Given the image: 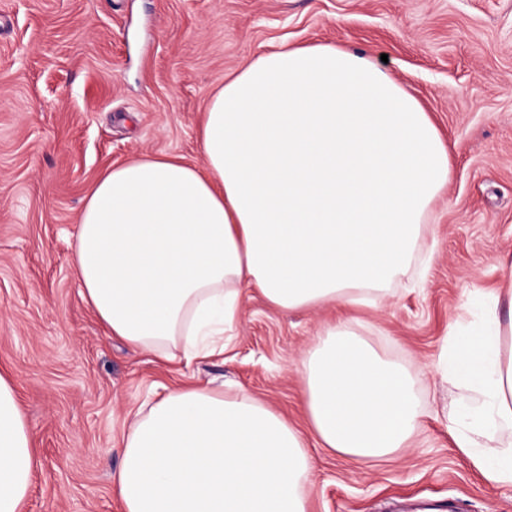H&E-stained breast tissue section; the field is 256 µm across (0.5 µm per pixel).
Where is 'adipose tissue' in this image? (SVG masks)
Wrapping results in <instances>:
<instances>
[{
  "label": "adipose tissue",
  "mask_w": 512,
  "mask_h": 512,
  "mask_svg": "<svg viewBox=\"0 0 512 512\" xmlns=\"http://www.w3.org/2000/svg\"><path fill=\"white\" fill-rule=\"evenodd\" d=\"M203 165L148 155L96 181L74 236L83 300L130 347L213 354L244 288L271 305L371 306L406 276L448 184V147L402 85L329 44L280 45L211 96ZM502 299L450 329L436 370L467 394L448 433L484 481L512 487V321ZM355 317L301 361L300 431L247 393L172 390L135 414L112 487L123 512H308L311 448L355 461L408 447L423 412L408 370ZM37 464L0 374V512H24Z\"/></svg>",
  "instance_id": "1"
}]
</instances>
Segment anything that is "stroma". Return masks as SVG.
<instances>
[{"label":"stroma","mask_w":512,"mask_h":512,"mask_svg":"<svg viewBox=\"0 0 512 512\" xmlns=\"http://www.w3.org/2000/svg\"><path fill=\"white\" fill-rule=\"evenodd\" d=\"M381 64L450 155L425 274L362 307L364 338L404 363L427 413L418 442L353 463L311 449L308 512H512L452 444L463 394L435 366L449 325L512 287V0H0V369L33 446L25 512H121L124 419L193 383L247 391L299 429V363L337 317L246 291L224 354L165 362L110 335L81 299L78 217L112 164L171 154L202 165L197 127L226 75L281 42Z\"/></svg>","instance_id":"obj_1"}]
</instances>
